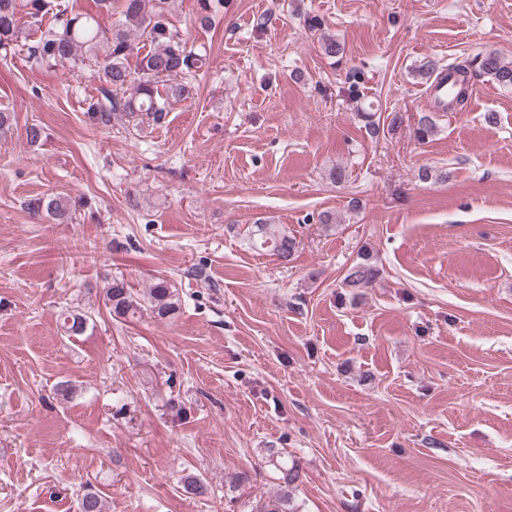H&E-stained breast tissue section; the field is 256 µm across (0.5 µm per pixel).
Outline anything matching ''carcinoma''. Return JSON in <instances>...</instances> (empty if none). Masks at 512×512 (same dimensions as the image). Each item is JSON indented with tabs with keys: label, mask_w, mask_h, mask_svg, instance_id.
<instances>
[{
	"label": "carcinoma",
	"mask_w": 512,
	"mask_h": 512,
	"mask_svg": "<svg viewBox=\"0 0 512 512\" xmlns=\"http://www.w3.org/2000/svg\"><path fill=\"white\" fill-rule=\"evenodd\" d=\"M120 18L110 34H105L98 18L90 13L56 11V24L42 31L34 45L27 49L28 62L35 66H55L75 61L80 56L95 54V77L99 95L87 102L84 114L95 127L110 128L112 122L124 118L135 127L156 126L164 122L168 100L189 94V80L206 66L202 53L187 49L179 31L169 21L170 0H118ZM53 0H0V51H8L19 41L22 31L20 14L29 18L33 26L53 10ZM145 38L153 49L139 61L137 70H131L130 57L138 51L137 39ZM443 70L441 62L424 57L414 72L429 80ZM448 72L458 76L460 89L456 101L463 103L471 80L487 75L504 88L512 87V62H506L494 50L483 55L448 65ZM437 130V113L421 112L414 128V137L424 142ZM26 208L37 217H47L59 224L72 221L70 201L64 197L47 195L28 200ZM244 239L253 248L264 250L283 264H290L299 242L282 224L270 219H258L247 225ZM381 275L374 254L363 249L346 268L342 284L354 290L370 288ZM177 293L165 279H158L149 289L153 312L162 319L177 308ZM103 301L119 317L134 315L140 302L127 283L113 278L103 288ZM89 316L70 312L63 317L64 332L70 336L82 334ZM281 493L269 500L263 512H300L292 498V488L299 480L294 465L278 463Z\"/></svg>",
	"instance_id": "carcinoma-1"
}]
</instances>
